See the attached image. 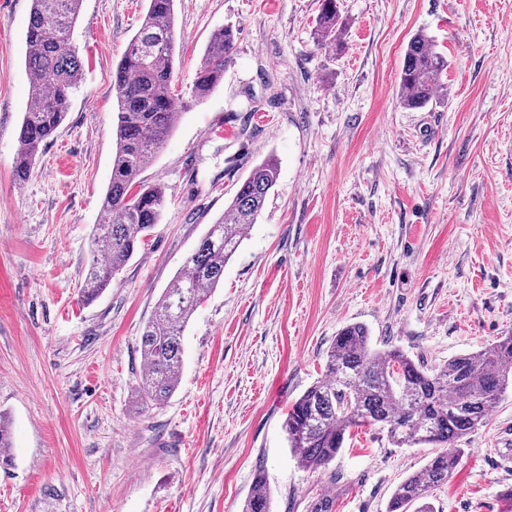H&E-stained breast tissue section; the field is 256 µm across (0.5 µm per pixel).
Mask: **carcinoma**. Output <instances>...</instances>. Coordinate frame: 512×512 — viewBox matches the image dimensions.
<instances>
[{
    "mask_svg": "<svg viewBox=\"0 0 512 512\" xmlns=\"http://www.w3.org/2000/svg\"><path fill=\"white\" fill-rule=\"evenodd\" d=\"M83 0H31L25 63L29 103L17 132L15 175L26 180L38 149L63 124L82 65L70 33ZM177 0H148L137 33L115 66L117 101L112 174L102 198L105 222L95 225L91 259L79 290L90 303L145 244L167 205L165 188L142 178L147 161L173 134L188 101L172 87ZM336 0H323L317 19L321 48H341ZM231 28L216 31L192 80L191 98L208 97L224 79L234 48ZM448 59L424 33L407 45L399 75L400 104L419 109L435 97L436 79ZM278 179L269 156L255 165L197 248L184 260L144 325L140 349L145 368L135 387L141 405H161L178 387L183 333L197 310L224 279L245 230L257 219ZM512 390V335L455 356L435 368L397 347L373 345L368 328L349 323L338 330L324 375L290 406L283 423L299 466L316 472L343 448L351 429L375 425L397 448L432 445L442 449L394 490L387 512H434L427 502L434 488L448 483L462 449L455 444L483 427L491 410ZM10 420L0 414V463L12 461ZM242 512H271L264 472L255 473Z\"/></svg>",
    "mask_w": 512,
    "mask_h": 512,
    "instance_id": "1",
    "label": "carcinoma"
}]
</instances>
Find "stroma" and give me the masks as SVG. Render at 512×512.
Listing matches in <instances>:
<instances>
[{
    "label": "stroma",
    "instance_id": "stroma-1",
    "mask_svg": "<svg viewBox=\"0 0 512 512\" xmlns=\"http://www.w3.org/2000/svg\"><path fill=\"white\" fill-rule=\"evenodd\" d=\"M322 0H179L175 89L212 34L224 78L191 103L143 176L168 205L95 302L79 298L112 170V70L147 0H83L82 77L63 125L17 181L31 0H0V412L13 461L0 512H241L264 471L272 512H386L432 446L352 429L326 469L298 467L283 422L324 374L337 331L436 367L512 333V0H338L341 49L317 45ZM448 58L435 99L399 103L408 41ZM222 120V135L209 133ZM279 178L224 281L183 336L175 393L136 406L154 305L241 181ZM436 512H512V393L462 440Z\"/></svg>",
    "mask_w": 512,
    "mask_h": 512
}]
</instances>
